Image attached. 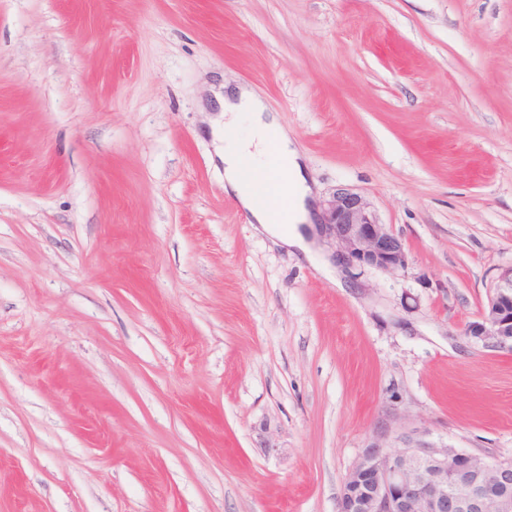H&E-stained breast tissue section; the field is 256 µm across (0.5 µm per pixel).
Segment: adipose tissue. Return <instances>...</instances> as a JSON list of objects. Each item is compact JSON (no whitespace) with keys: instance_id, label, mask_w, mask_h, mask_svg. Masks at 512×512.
I'll return each instance as SVG.
<instances>
[{"instance_id":"ef3b65f1","label":"adipose tissue","mask_w":512,"mask_h":512,"mask_svg":"<svg viewBox=\"0 0 512 512\" xmlns=\"http://www.w3.org/2000/svg\"><path fill=\"white\" fill-rule=\"evenodd\" d=\"M224 189L235 195L261 230L291 247H302L294 232L297 224L310 221L308 209L313 189L303 174L299 155L287 131L267 112L262 100L247 90L224 97ZM251 115V133H236L239 113ZM251 166L253 179L242 176L244 166ZM291 204L289 225H282L277 214L284 204Z\"/></svg>"}]
</instances>
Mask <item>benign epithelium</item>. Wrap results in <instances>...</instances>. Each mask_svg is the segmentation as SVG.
I'll use <instances>...</instances> for the list:
<instances>
[{
	"label": "benign epithelium",
	"instance_id": "1",
	"mask_svg": "<svg viewBox=\"0 0 512 512\" xmlns=\"http://www.w3.org/2000/svg\"><path fill=\"white\" fill-rule=\"evenodd\" d=\"M320 228L336 241V260L350 270L391 272L408 263L402 239L348 189L336 190L326 203ZM464 335L512 350V269ZM396 441L393 450L387 431L374 433L343 479L339 512H512V459L452 448L426 429L404 431Z\"/></svg>",
	"mask_w": 512,
	"mask_h": 512
}]
</instances>
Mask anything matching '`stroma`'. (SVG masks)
Here are the masks:
<instances>
[{"label":"stroma","mask_w":512,"mask_h":512,"mask_svg":"<svg viewBox=\"0 0 512 512\" xmlns=\"http://www.w3.org/2000/svg\"><path fill=\"white\" fill-rule=\"evenodd\" d=\"M294 141L353 274L224 190L215 94ZM512 0H0V512H337L376 430L512 457ZM318 225L336 241V260L350 270L391 272L408 263L402 239L380 222L369 201L348 189L336 190L326 203L324 223ZM464 333L491 340L495 347L512 350V269L501 275L500 284L479 319L468 324Z\"/></svg>","instance_id":"35a3bbf8"}]
</instances>
